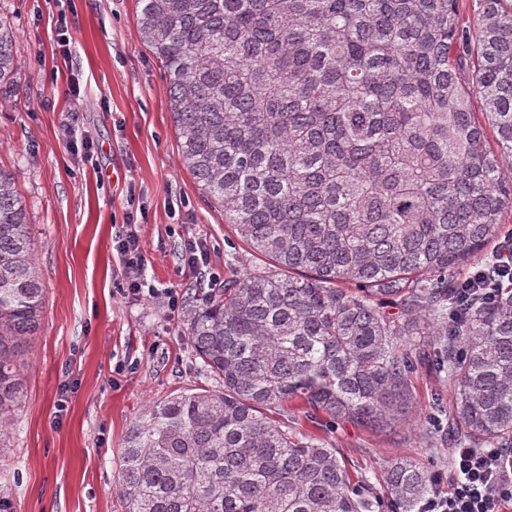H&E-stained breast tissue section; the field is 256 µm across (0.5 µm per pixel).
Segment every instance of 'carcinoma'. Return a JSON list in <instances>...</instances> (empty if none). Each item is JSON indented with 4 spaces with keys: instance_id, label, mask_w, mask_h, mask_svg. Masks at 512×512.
<instances>
[{
    "instance_id": "carcinoma-1",
    "label": "carcinoma",
    "mask_w": 512,
    "mask_h": 512,
    "mask_svg": "<svg viewBox=\"0 0 512 512\" xmlns=\"http://www.w3.org/2000/svg\"><path fill=\"white\" fill-rule=\"evenodd\" d=\"M138 3L180 162L266 267L231 274L187 320L218 388L130 425L124 512H419L434 478L418 460L388 462L381 497L270 413L395 430L420 369L454 394L439 443L512 451V273L507 247L489 249L512 210V0H477L468 26L457 0ZM16 41L1 16L0 90ZM35 247L0 168V438L42 320ZM465 268L493 303L462 292Z\"/></svg>"
}]
</instances>
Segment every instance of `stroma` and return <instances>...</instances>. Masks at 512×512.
I'll return each instance as SVG.
<instances>
[{
	"label": "stroma",
	"mask_w": 512,
	"mask_h": 512,
	"mask_svg": "<svg viewBox=\"0 0 512 512\" xmlns=\"http://www.w3.org/2000/svg\"><path fill=\"white\" fill-rule=\"evenodd\" d=\"M18 34L19 68L0 90V168L14 173L37 242L43 318L22 349L23 394L0 441L8 512H122L117 463L129 425L150 402L211 388L185 335L211 292L210 273L257 266L224 214L180 163L163 70L144 44L137 0H0ZM92 141L88 160L70 143ZM134 222L145 279L177 309L120 294L115 237ZM206 241L205 273L184 268L187 240ZM414 429L324 432L353 473L382 489L386 461L411 456L447 476L448 450L421 426L453 394L418 373Z\"/></svg>",
	"instance_id": "stroma-1"
}]
</instances>
